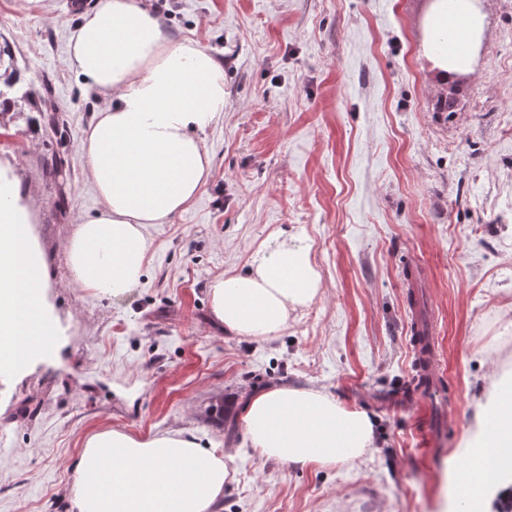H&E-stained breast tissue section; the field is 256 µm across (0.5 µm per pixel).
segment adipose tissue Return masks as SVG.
<instances>
[{
  "label": "adipose tissue",
  "instance_id": "adipose-tissue-1",
  "mask_svg": "<svg viewBox=\"0 0 512 512\" xmlns=\"http://www.w3.org/2000/svg\"><path fill=\"white\" fill-rule=\"evenodd\" d=\"M456 22L467 40L478 38L482 14L474 0H455L451 9L437 0L434 35L453 40ZM66 64L103 99L80 145L100 208L71 238L69 264L80 287L120 297L143 275L144 225L168 223L210 172L201 135L224 110V69L197 42H171L146 0H101L80 14ZM31 222L17 187L0 181V360L15 366L51 332ZM311 250L299 234L265 241L245 272L211 284L214 319L238 336H277L290 311L321 293ZM243 422L261 457L301 467L351 461L373 446L367 413L318 390L267 389L248 400ZM462 456L456 495L471 508L481 496L475 461L498 471L512 460V411L490 396L478 403ZM230 462L188 432L141 437L104 427L86 436L68 495L73 512H213Z\"/></svg>",
  "mask_w": 512,
  "mask_h": 512
}]
</instances>
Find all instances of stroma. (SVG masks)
I'll return each mask as SVG.
<instances>
[{"label": "stroma", "mask_w": 512, "mask_h": 512, "mask_svg": "<svg viewBox=\"0 0 512 512\" xmlns=\"http://www.w3.org/2000/svg\"><path fill=\"white\" fill-rule=\"evenodd\" d=\"M98 3L0 0V45L35 89L0 116V178L32 207L55 334L0 367V512H72L83 440L105 426L230 453L214 512H460V444L496 370H512V0H477L483 28L445 117L433 0H174L164 32L223 65L224 110L202 135L206 183L145 226L143 276L119 299L79 288L65 252L99 209L79 145L101 101L65 62ZM280 233L309 239L321 294L275 337L225 332L211 284ZM418 321L440 388L416 402ZM279 386L365 411L372 451L336 466L261 457L241 415Z\"/></svg>", "instance_id": "stroma-1"}]
</instances>
